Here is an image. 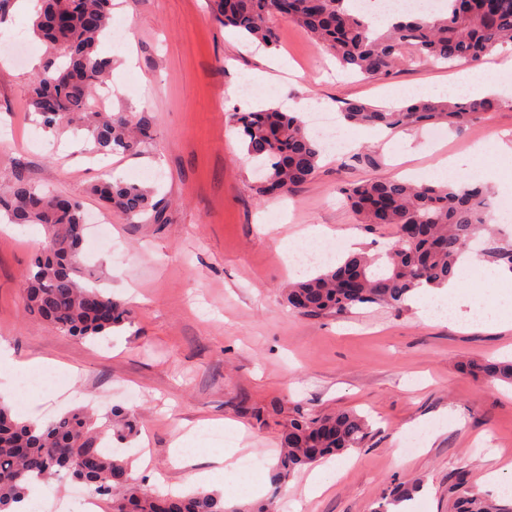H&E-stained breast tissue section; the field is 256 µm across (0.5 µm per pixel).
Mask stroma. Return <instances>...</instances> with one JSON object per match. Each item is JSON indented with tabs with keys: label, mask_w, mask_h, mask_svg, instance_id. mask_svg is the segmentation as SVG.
I'll list each match as a JSON object with an SVG mask.
<instances>
[{
	"label": "stroma",
	"mask_w": 512,
	"mask_h": 512,
	"mask_svg": "<svg viewBox=\"0 0 512 512\" xmlns=\"http://www.w3.org/2000/svg\"><path fill=\"white\" fill-rule=\"evenodd\" d=\"M112 16L128 37L101 46L120 67L123 87L107 104L148 114L152 146L92 158L82 152L84 131H44L28 109L27 90L33 58L47 57L48 49L13 2L0 15V39L20 35L28 51L22 62L0 61V128L17 138L0 150V184L22 176L42 191L81 200L90 216L104 210L90 187L107 171L158 187L166 221L133 224L113 214L112 245L85 240L101 289L134 313L109 336L87 340L24 311L25 275L45 241L44 227L0 230V340L16 360L50 363L0 376V403L16 418L43 424L79 407L101 418L124 409L136 433L110 438L109 446L129 460L134 483L154 493L195 490L172 462L177 438L196 449L198 434L234 423L242 434L237 460L262 466L227 470L217 482L241 493L259 482L256 501L271 512H374L393 486L414 477L423 481L414 512H455L457 481L478 494L479 478L494 463L510 465L503 482L512 486V385L469 370L474 362L512 358V326L426 323L409 304L361 306L344 316L296 314L285 299L293 277L280 248L285 240L299 246L319 226L340 256L349 255L354 238L360 251H384L393 229L366 231L341 187L402 172L427 183L446 156L468 183L495 198L512 195V162L494 148L498 138L512 142V106L479 115L463 132L443 130L438 140L429 125L392 132L342 127L367 162L350 166L342 153L325 152L311 181L261 199L226 114L250 108L238 86L268 71L273 59L288 68L263 85L261 100L287 110L307 102L334 113L349 100L384 104L386 92L408 87L426 99L465 97L466 68L415 60L381 80L334 74L333 57L301 29L278 23L277 47L248 48L212 20L207 0H114ZM129 52L136 62L127 69ZM479 142L488 150L477 159L471 149ZM265 219L274 231L261 232ZM337 410L367 416L372 431L365 446L338 457V480L312 499L305 495L310 468L275 480L289 420ZM412 437L419 446L408 454Z\"/></svg>",
	"instance_id": "35a3bbf8"
}]
</instances>
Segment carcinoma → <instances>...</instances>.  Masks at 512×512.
<instances>
[{"instance_id": "cac0c4a2", "label": "carcinoma", "mask_w": 512, "mask_h": 512, "mask_svg": "<svg viewBox=\"0 0 512 512\" xmlns=\"http://www.w3.org/2000/svg\"><path fill=\"white\" fill-rule=\"evenodd\" d=\"M348 0H209L214 20L232 27L244 41L266 48L277 45L276 22L305 31L345 70L381 79L415 58L451 66L476 65L498 46L512 44V0H448L444 14L403 13L376 32ZM112 20V0H40L34 34L63 57L45 64L31 85L28 107L49 131L79 127L88 152L109 155L139 152L153 141L149 116L105 109L96 96L112 68L99 46ZM505 105L497 97L476 100L422 99L399 107L363 101L345 103L342 115L355 126L396 130L446 124L463 131L477 116ZM247 155L261 162L259 197L286 194L313 179L323 145L292 112L257 108L232 112ZM91 192L129 220H164L156 190L137 183L103 178ZM359 223L371 230L396 229V239L378 255H351L333 269L289 284L288 305L308 317L342 315L360 304L400 308L416 289L453 279L470 244L490 224L487 189L453 184H415L370 178L341 188ZM0 212L13 224H41L46 241L28 274L24 308L59 333L80 339L106 336L130 321L131 309L112 295L79 279L85 217L80 200L38 191L22 179L0 192ZM490 381L512 383V362L476 364ZM107 429L118 439L135 430L119 409ZM371 432L368 420L351 411L293 419L281 439L275 479L349 448L361 447ZM104 430L76 408L43 426L20 422L0 404V512H9L28 496L37 481L70 478L91 493L106 496L110 512H242L218 493L170 496L145 493L131 483L128 462L103 445ZM418 483H400L382 498L376 512L409 500ZM456 512H512L493 501L460 496Z\"/></svg>"}]
</instances>
